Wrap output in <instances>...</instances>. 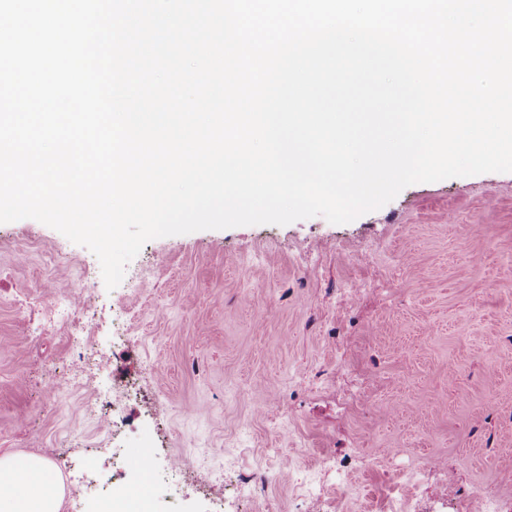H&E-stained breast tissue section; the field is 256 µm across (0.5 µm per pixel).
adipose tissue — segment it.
Listing matches in <instances>:
<instances>
[{
	"instance_id": "ef3b65f1",
	"label": "adipose tissue",
	"mask_w": 512,
	"mask_h": 512,
	"mask_svg": "<svg viewBox=\"0 0 512 512\" xmlns=\"http://www.w3.org/2000/svg\"><path fill=\"white\" fill-rule=\"evenodd\" d=\"M62 497L46 461L0 457V512H58Z\"/></svg>"
}]
</instances>
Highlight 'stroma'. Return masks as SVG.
<instances>
[{
  "mask_svg": "<svg viewBox=\"0 0 512 512\" xmlns=\"http://www.w3.org/2000/svg\"><path fill=\"white\" fill-rule=\"evenodd\" d=\"M56 246L69 262H49ZM96 262L36 220L0 223V455L52 464L106 434L87 411L91 387L48 405L42 359L68 371L67 341L28 335L14 300L20 288L34 303L46 290L82 298ZM126 269L143 286L98 287L94 343L118 377L142 379L134 429L158 432L200 477L223 474L224 512H325L301 489L307 472L328 487L349 480L342 512H376L390 480L422 462L419 512H451L478 487L512 501V172L415 183L341 225L315 216L155 238ZM343 357L352 371L337 368ZM266 467L277 482L238 497L241 476ZM94 470L57 472L59 512L111 490L110 453ZM145 488L158 512H211L181 481Z\"/></svg>",
  "mask_w": 512,
  "mask_h": 512,
  "instance_id": "1",
  "label": "stroma"
}]
</instances>
